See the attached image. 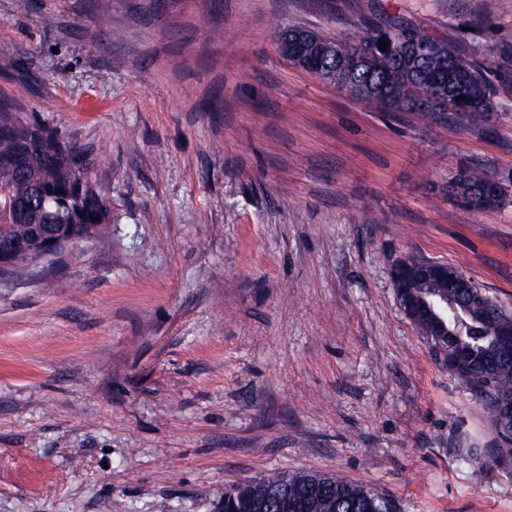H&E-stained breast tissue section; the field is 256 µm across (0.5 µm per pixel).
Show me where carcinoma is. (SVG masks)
I'll return each mask as SVG.
<instances>
[{"mask_svg":"<svg viewBox=\"0 0 512 512\" xmlns=\"http://www.w3.org/2000/svg\"><path fill=\"white\" fill-rule=\"evenodd\" d=\"M394 42L393 51L353 61L349 50L359 46L378 48L381 38ZM426 45L424 59L415 48ZM288 60L340 89L357 87L360 100L375 102L391 112L416 111L424 119L435 116L429 97L446 100L453 116L468 118L457 109V97L483 112L493 109V80L512 83V65L485 70L469 62L446 38H437L417 24L394 25L385 32L378 26L362 30L357 44L320 35L301 28L288 29ZM494 77H489V73ZM0 208L9 213L10 223L0 224V243H13L5 262L25 265L37 257L50 236L76 241L92 236L109 218L111 201L98 190L80 152L62 145L57 133L46 124L29 120L0 99ZM448 193L465 207L489 209L498 206L505 191L480 168L464 171L449 185ZM462 325L448 319L452 341L467 346L480 362L448 372L471 391L472 396L492 409L484 398L488 390L512 405V367L502 369L494 362L495 328L483 319L481 304L459 294ZM275 479L288 485V498L306 497L313 512H390L387 502L365 486L335 475L318 472L283 473ZM265 480H247L227 487L222 512H282L260 509Z\"/></svg>","mask_w":512,"mask_h":512,"instance_id":"cac0c4a2","label":"carcinoma"}]
</instances>
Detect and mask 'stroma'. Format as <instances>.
<instances>
[{
  "mask_svg": "<svg viewBox=\"0 0 512 512\" xmlns=\"http://www.w3.org/2000/svg\"><path fill=\"white\" fill-rule=\"evenodd\" d=\"M0 0V97L80 151L106 234L0 271V512H219L317 471L391 512H512V456L401 311L390 269L445 262L512 310V84L465 125L350 97L283 58L425 26L475 63L512 0ZM482 168L491 209L448 195Z\"/></svg>",
  "mask_w": 512,
  "mask_h": 512,
  "instance_id": "1",
  "label": "stroma"
}]
</instances>
